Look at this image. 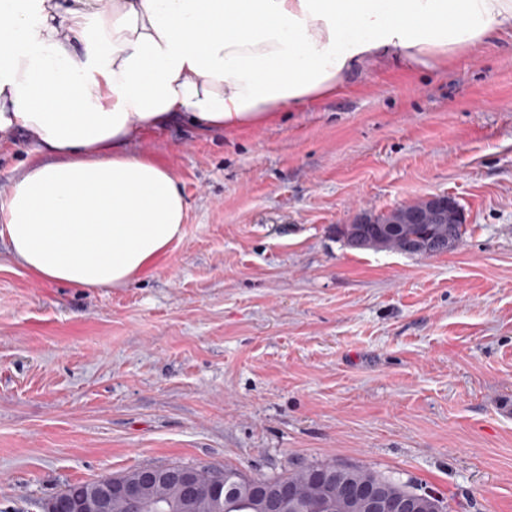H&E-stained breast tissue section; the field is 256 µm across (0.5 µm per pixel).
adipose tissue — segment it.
Listing matches in <instances>:
<instances>
[{
    "label": "adipose tissue",
    "mask_w": 512,
    "mask_h": 512,
    "mask_svg": "<svg viewBox=\"0 0 512 512\" xmlns=\"http://www.w3.org/2000/svg\"><path fill=\"white\" fill-rule=\"evenodd\" d=\"M512 31V0H0V146L38 153L0 192V239L35 278L135 282L187 202L149 131L278 121L375 59L440 63Z\"/></svg>",
    "instance_id": "ef3b65f1"
}]
</instances>
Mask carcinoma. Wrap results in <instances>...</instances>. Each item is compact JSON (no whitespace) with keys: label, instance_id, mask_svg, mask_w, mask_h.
<instances>
[{"label":"carcinoma","instance_id":"1","mask_svg":"<svg viewBox=\"0 0 512 512\" xmlns=\"http://www.w3.org/2000/svg\"><path fill=\"white\" fill-rule=\"evenodd\" d=\"M435 229H437L435 224H368L363 231L371 238L385 236L391 249L400 252L405 244L434 235ZM465 234L466 225H448V240L438 247L437 254L441 255L458 249ZM332 468L333 464L323 463L282 475L256 479L228 467L200 466L198 467L199 482L204 487L209 484L212 473L217 472L224 476L223 501L217 502L208 495L202 494L187 507L184 505L178 486L164 478L144 488L143 497L148 505L147 512H227V507L245 502L250 504L249 512H263L261 502L256 499L257 484L262 483L267 488L273 489L282 483H289L295 488L302 505L307 506L315 502L321 493V489L311 479L312 473ZM339 478L342 481L378 483L391 494L398 495L413 491L412 487L398 479L359 467L341 472ZM98 488L99 481L92 480L70 484L64 492L68 498L79 500Z\"/></svg>","mask_w":512,"mask_h":512}]
</instances>
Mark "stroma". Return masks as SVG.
Wrapping results in <instances>:
<instances>
[{"mask_svg":"<svg viewBox=\"0 0 512 512\" xmlns=\"http://www.w3.org/2000/svg\"><path fill=\"white\" fill-rule=\"evenodd\" d=\"M185 232L124 288L47 284L0 241V512L145 466L321 462L512 512V34L277 123L147 133ZM445 194L454 252L349 248Z\"/></svg>","mask_w":512,"mask_h":512,"instance_id":"35a3bbf8","label":"stroma"}]
</instances>
